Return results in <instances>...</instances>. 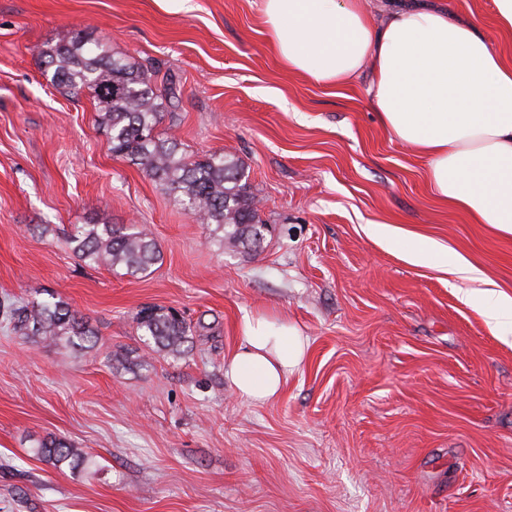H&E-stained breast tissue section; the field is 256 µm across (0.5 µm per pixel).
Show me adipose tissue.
Masks as SVG:
<instances>
[{
	"label": "adipose tissue",
	"mask_w": 512,
	"mask_h": 512,
	"mask_svg": "<svg viewBox=\"0 0 512 512\" xmlns=\"http://www.w3.org/2000/svg\"><path fill=\"white\" fill-rule=\"evenodd\" d=\"M273 47L289 69L325 85L370 68V99L381 124L428 162L438 197L474 223L512 235V64L476 25L444 7L388 10L373 24L363 0H262ZM491 331L512 328V297L467 293ZM243 344L227 375L238 395L267 401L300 365L298 329L244 315Z\"/></svg>",
	"instance_id": "obj_1"
}]
</instances>
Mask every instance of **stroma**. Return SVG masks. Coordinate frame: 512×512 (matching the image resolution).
I'll list each match as a JSON object with an SVG mask.
<instances>
[{
    "label": "stroma",
    "instance_id": "stroma-1",
    "mask_svg": "<svg viewBox=\"0 0 512 512\" xmlns=\"http://www.w3.org/2000/svg\"><path fill=\"white\" fill-rule=\"evenodd\" d=\"M417 3L480 26L512 62L493 0ZM79 36L173 80L158 134L245 164L260 247L222 246L113 158L90 95L43 74L40 51ZM368 83L288 70L260 0H0V302L52 294L99 333L86 352L0 321V512H512V333L488 329L462 281L402 258L410 239L435 243L512 297V235L437 198ZM94 223L145 229L162 262L130 277L78 261L65 241ZM372 224L399 229L395 245ZM146 307L182 313L187 351L111 361L143 353ZM247 312L308 339L266 402L224 375ZM51 436L89 464L41 461L33 444Z\"/></svg>",
    "mask_w": 512,
    "mask_h": 512
}]
</instances>
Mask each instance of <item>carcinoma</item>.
I'll return each instance as SVG.
<instances>
[{
	"label": "carcinoma",
	"mask_w": 512,
	"mask_h": 512,
	"mask_svg": "<svg viewBox=\"0 0 512 512\" xmlns=\"http://www.w3.org/2000/svg\"><path fill=\"white\" fill-rule=\"evenodd\" d=\"M44 71L61 89L86 92L100 112L112 156L129 160L155 182L175 194L177 204L199 224H214L229 244L258 246L260 223L248 174L236 160L212 155L191 160L173 136L161 137L162 99L175 97L170 83L157 84L155 72L128 59L115 58L105 44L74 38L40 52ZM79 261L111 270L122 267L132 276L162 261L156 241L145 231L124 224H84L66 240ZM13 330L48 344L65 342L81 350L95 348L97 331L61 300L10 304L0 312ZM140 340L152 352H180L192 335L191 325L172 310L144 311L136 318ZM34 452L56 468L75 469L88 454L60 438L35 442Z\"/></svg>",
	"instance_id": "carcinoma-1"
}]
</instances>
